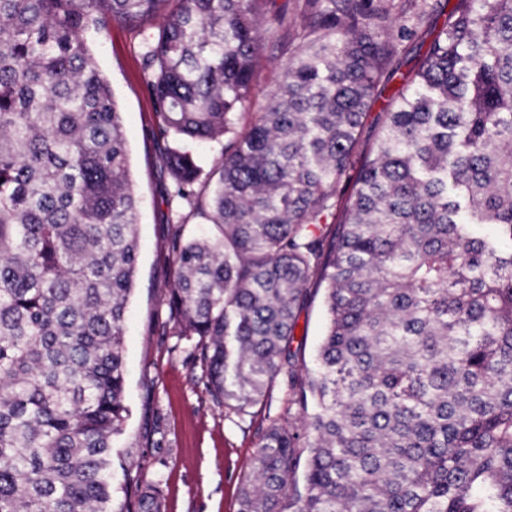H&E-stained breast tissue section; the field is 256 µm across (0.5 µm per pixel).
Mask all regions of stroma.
I'll return each mask as SVG.
<instances>
[{"label":"stroma","mask_w":512,"mask_h":512,"mask_svg":"<svg viewBox=\"0 0 512 512\" xmlns=\"http://www.w3.org/2000/svg\"><path fill=\"white\" fill-rule=\"evenodd\" d=\"M148 35L115 22L87 35L122 112L139 200V261L124 324L130 414L114 441L113 485L121 487L124 468L138 463L146 480L162 484V512H238L242 480L264 430L284 412L285 390L273 384L243 414L217 404L200 363L172 332L166 300L175 277L173 232L179 227L184 236L204 238L211 226L171 194L141 64ZM326 324L319 291L297 320L305 361H312Z\"/></svg>","instance_id":"stroma-1"}]
</instances>
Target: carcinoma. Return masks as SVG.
<instances>
[{
    "instance_id": "cac0c4a2",
    "label": "carcinoma",
    "mask_w": 512,
    "mask_h": 512,
    "mask_svg": "<svg viewBox=\"0 0 512 512\" xmlns=\"http://www.w3.org/2000/svg\"><path fill=\"white\" fill-rule=\"evenodd\" d=\"M288 56L248 125L266 47ZM389 0H0V512H161L112 448L137 200L86 29L162 19L142 64L176 195L216 226L172 240L174 334L237 413L284 414L238 512H512V0L426 19ZM378 138L353 170L362 118ZM224 138L200 181L196 145ZM485 224L490 233L478 235ZM313 281L328 327L293 347ZM409 3L413 4V7H411L410 9L411 11L414 10V5L418 4V7H425L429 15L427 17L425 25L419 29V38H416V40L407 43V52L402 54L399 58L401 64V72L409 71L416 63L418 59V54L424 52L427 42L429 41V38H427L425 45L420 50V44L422 40L425 39L424 31L427 29L429 30V28L434 26L436 23L437 26H440L445 19L444 16H437L436 11L432 10L433 4L435 3L434 0H427V2L415 0Z\"/></svg>"
}]
</instances>
